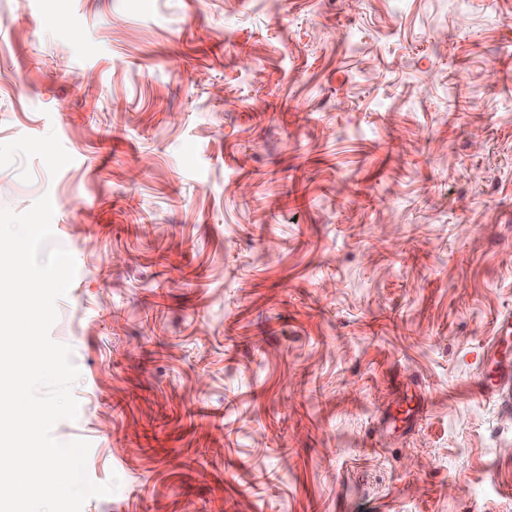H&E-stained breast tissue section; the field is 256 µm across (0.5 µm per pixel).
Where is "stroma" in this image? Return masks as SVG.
Returning <instances> with one entry per match:
<instances>
[{
  "label": "stroma",
  "instance_id": "stroma-1",
  "mask_svg": "<svg viewBox=\"0 0 512 512\" xmlns=\"http://www.w3.org/2000/svg\"><path fill=\"white\" fill-rule=\"evenodd\" d=\"M76 262L82 512H512V0H0V207ZM424 409L384 429L405 388ZM497 335L479 358L481 371L477 378L479 391L500 400L504 409L512 410V312L498 318Z\"/></svg>",
  "mask_w": 512,
  "mask_h": 512
}]
</instances>
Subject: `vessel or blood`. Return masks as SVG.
<instances>
[{
    "instance_id": "vessel-or-blood-1",
    "label": "vessel or blood",
    "mask_w": 512,
    "mask_h": 512,
    "mask_svg": "<svg viewBox=\"0 0 512 512\" xmlns=\"http://www.w3.org/2000/svg\"><path fill=\"white\" fill-rule=\"evenodd\" d=\"M479 391L500 400L504 409L512 410V312L498 318L497 335L479 358Z\"/></svg>"
}]
</instances>
